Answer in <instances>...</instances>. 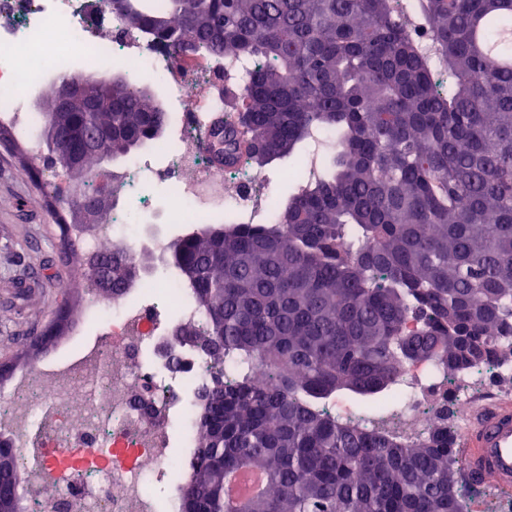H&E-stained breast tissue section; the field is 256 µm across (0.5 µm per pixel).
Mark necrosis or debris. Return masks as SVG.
<instances>
[{
  "instance_id": "necrosis-or-debris-1",
  "label": "necrosis or debris",
  "mask_w": 512,
  "mask_h": 512,
  "mask_svg": "<svg viewBox=\"0 0 512 512\" xmlns=\"http://www.w3.org/2000/svg\"><path fill=\"white\" fill-rule=\"evenodd\" d=\"M85 3L0 0V120L15 123L32 155L44 153L29 125L37 80L17 53L132 60L137 80L179 102V131L161 146L166 165L139 154L126 160L125 180L112 189V222L87 238L88 253L108 255L116 245L135 251L143 227L132 216L154 208L136 189L153 181L169 186L171 218L186 211L201 223L227 213L250 221L272 217L271 200L254 192L261 175L224 171L200 148L220 106L216 89L236 81V64L161 52L119 15L106 8L90 14ZM192 294L188 282L165 270L127 290H90L93 335L19 375L0 397V435L12 442L27 484L57 488L48 500L28 495L26 512H181L180 479L197 453L196 397L211 379L205 358L173 338L179 323L203 320ZM492 375L486 367L454 378L425 363L407 367L398 394L401 432L424 434L448 399L486 393Z\"/></svg>"
}]
</instances>
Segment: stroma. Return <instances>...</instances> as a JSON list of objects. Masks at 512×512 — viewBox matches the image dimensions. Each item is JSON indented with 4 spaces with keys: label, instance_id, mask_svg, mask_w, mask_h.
I'll list each match as a JSON object with an SVG mask.
<instances>
[{
    "label": "stroma",
    "instance_id": "obj_1",
    "mask_svg": "<svg viewBox=\"0 0 512 512\" xmlns=\"http://www.w3.org/2000/svg\"><path fill=\"white\" fill-rule=\"evenodd\" d=\"M74 266L61 249L46 193L0 150V364L25 372L16 358L68 299Z\"/></svg>",
    "mask_w": 512,
    "mask_h": 512
}]
</instances>
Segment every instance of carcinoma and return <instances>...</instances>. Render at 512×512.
<instances>
[{
	"instance_id": "carcinoma-1",
	"label": "carcinoma",
	"mask_w": 512,
	"mask_h": 512,
	"mask_svg": "<svg viewBox=\"0 0 512 512\" xmlns=\"http://www.w3.org/2000/svg\"><path fill=\"white\" fill-rule=\"evenodd\" d=\"M133 29L195 41L244 70L224 122V167L297 155L335 135L320 174L277 199L271 224L232 216L184 232L168 266L194 288L205 324L182 335L214 375L198 396L197 463L183 512H467L448 491L459 435L448 408L412 441L380 424L405 368L459 375L512 361V65L484 43L512 30V0H418L447 82L406 32L394 0H126ZM60 127L91 182L105 159L163 138L167 112L149 87L112 78V111L42 113ZM151 263L121 249L101 258L107 289ZM60 306L24 356L72 324ZM233 376L225 378L223 364ZM269 369L264 388L253 369ZM366 424L336 420L340 393ZM260 493L227 494L240 469Z\"/></svg>"
}]
</instances>
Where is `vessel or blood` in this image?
Listing matches in <instances>:
<instances>
[{
  "instance_id": "b4317fda",
  "label": "vessel or blood",
  "mask_w": 512,
  "mask_h": 512,
  "mask_svg": "<svg viewBox=\"0 0 512 512\" xmlns=\"http://www.w3.org/2000/svg\"><path fill=\"white\" fill-rule=\"evenodd\" d=\"M467 472L512 493V401L481 410L460 440Z\"/></svg>"
}]
</instances>
